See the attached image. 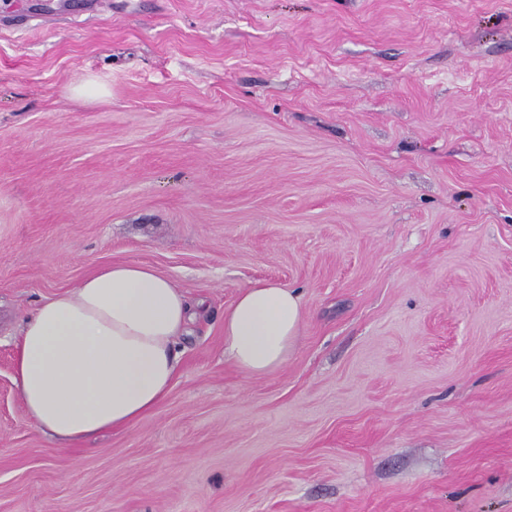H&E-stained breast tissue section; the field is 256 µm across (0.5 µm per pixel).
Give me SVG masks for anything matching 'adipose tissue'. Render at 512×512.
Instances as JSON below:
<instances>
[{"label":"adipose tissue","instance_id":"obj_1","mask_svg":"<svg viewBox=\"0 0 512 512\" xmlns=\"http://www.w3.org/2000/svg\"><path fill=\"white\" fill-rule=\"evenodd\" d=\"M152 267L115 263L42 301L18 334L16 379L29 416L71 445L132 425L171 390L178 343L204 317ZM302 322L293 289L255 282L224 313V355L264 376L288 361Z\"/></svg>","mask_w":512,"mask_h":512}]
</instances>
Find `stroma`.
I'll list each match as a JSON object with an SVG mask.
<instances>
[{"label":"stroma","mask_w":512,"mask_h":512,"mask_svg":"<svg viewBox=\"0 0 512 512\" xmlns=\"http://www.w3.org/2000/svg\"><path fill=\"white\" fill-rule=\"evenodd\" d=\"M0 0V512H512V0ZM144 263L207 313L66 447L20 321ZM259 280L279 370L224 356ZM301 322V297L296 291L255 282L224 313V356L250 375L271 374L287 363Z\"/></svg>","instance_id":"1"}]
</instances>
